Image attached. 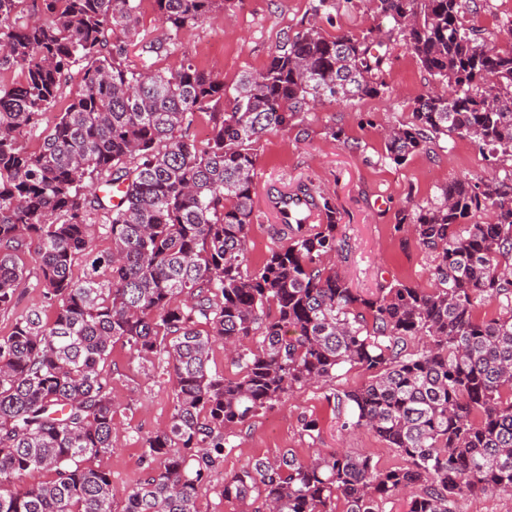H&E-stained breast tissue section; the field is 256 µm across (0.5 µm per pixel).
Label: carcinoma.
Segmentation results:
<instances>
[{"label": "carcinoma", "instance_id": "obj_1", "mask_svg": "<svg viewBox=\"0 0 512 512\" xmlns=\"http://www.w3.org/2000/svg\"><path fill=\"white\" fill-rule=\"evenodd\" d=\"M234 0H154L166 37L142 51L176 53L181 32ZM421 67L455 93L420 96L412 118L384 135L386 158L405 163L455 135L473 140L491 177L462 176L437 201L403 208L435 256L434 287H349L335 199L305 184L321 217L304 224L273 197L280 218L262 268L250 271L256 143L302 121L317 101L379 97L389 47L372 28L336 37L312 24L285 35L266 67L228 86L184 61L175 71L126 65L140 0H0V310L26 274L55 309H32L0 336V512H202L201 492L233 430L296 386L330 382L348 365L370 375L333 388L345 429L365 428L402 466L366 456L301 458L288 448L224 480L240 512H383L406 493V512H460L466 493H512V46L466 25L470 0H373ZM79 89L30 152L25 137L53 108L73 69ZM212 123L203 146L187 131ZM118 201L112 202V191ZM489 213L491 219L476 217ZM112 240L78 277L94 231ZM483 315H477L478 309ZM262 341L254 348L251 337ZM421 341L407 352V340ZM139 364L172 369L168 425L144 441L143 477L114 508L100 465L115 433V343ZM224 343L232 376L211 370ZM46 480L24 483L31 471Z\"/></svg>", "mask_w": 512, "mask_h": 512}]
</instances>
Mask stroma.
Returning <instances> with one entry per match:
<instances>
[{
	"label": "stroma",
	"instance_id": "stroma-1",
	"mask_svg": "<svg viewBox=\"0 0 512 512\" xmlns=\"http://www.w3.org/2000/svg\"><path fill=\"white\" fill-rule=\"evenodd\" d=\"M331 20L322 21L326 35L357 32L373 26L391 31L393 23L373 9L370 0H337ZM311 0H240L226 19L207 22L183 34L180 52L153 56V67L168 72L182 59L235 83L241 75L263 68L284 35L299 31L311 21ZM466 19L484 32L495 34L499 47L512 46L503 32L512 19V0L472 4ZM388 90L382 97H365L343 103H323L305 113L299 125L262 137L257 146L255 215L248 237L250 269L260 268L276 242L271 227L276 213L267 201L270 192L290 191L306 182L332 195L339 211V234L349 249L338 267L349 286L369 295L380 286L407 282L430 288L434 260L411 231H395L396 216L410 204L427 205L448 181L463 175L484 174L482 154L470 138H450L447 148L432 147L398 166L383 157L384 128L405 122L416 99L435 80L407 51L400 37H393L385 65ZM340 129L339 138L328 134ZM27 277L17 288L16 307L0 311V336L8 335L16 318L31 308L53 317L35 286L38 273L27 261ZM112 395L119 410L114 417L115 450L102 460L117 492L139 482L144 464L142 443L168 424L173 408V382L165 365L139 367L127 347L114 344L108 362ZM320 422L317 439L301 433L302 418ZM224 463L213 471L202 490L204 512H239L237 503L221 496L225 478L246 468L259 457H275L292 448L300 456L345 451L369 456L385 469L402 465L396 449L373 433L341 426L320 387L290 392L281 403L259 414L231 437Z\"/></svg>",
	"mask_w": 512,
	"mask_h": 512
}]
</instances>
